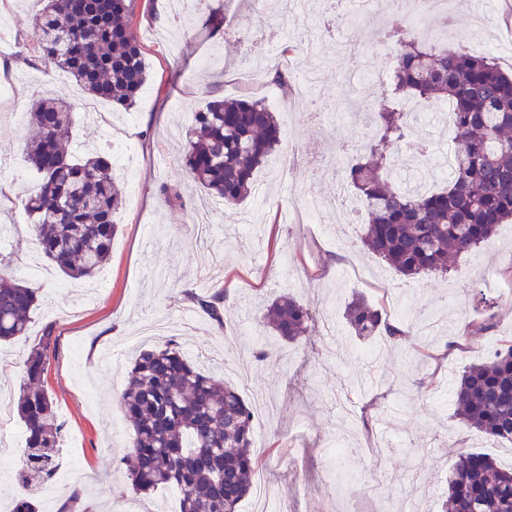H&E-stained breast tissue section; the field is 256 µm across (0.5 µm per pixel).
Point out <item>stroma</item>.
<instances>
[{
  "label": "stroma",
  "mask_w": 512,
  "mask_h": 512,
  "mask_svg": "<svg viewBox=\"0 0 512 512\" xmlns=\"http://www.w3.org/2000/svg\"><path fill=\"white\" fill-rule=\"evenodd\" d=\"M269 2L261 15L243 0H137L133 26L150 78L124 112L36 63L31 20L42 0H0L10 9L0 27V81H13L20 109L0 121V225L23 230L0 251L13 258L16 276L29 279L26 265L39 253L22 208L36 182L23 147L32 134L25 113L43 92L72 105L74 140L105 154L113 143L131 142L129 165L139 183L116 215L120 231L100 286L53 274L42 283L29 339L0 346V433L25 443L16 411L22 360L48 325L56 342L45 387L64 425L55 483L33 489L9 475L0 512L30 493L40 512H179L177 488L138 495L127 479L130 431L119 397L135 355L151 342L141 329L158 317L170 321L169 340L198 367L239 389L253 412L256 450L266 458L260 473L291 512H377L385 499L393 512H441L445 464L457 453L480 451L512 465V444L460 423L451 397L463 366L512 340V296L505 294L512 289V238L488 240L448 273L406 278L362 247L364 211L298 223L295 211L304 201L336 190L331 149L364 138L343 101L349 79L386 75L384 55L399 46L377 41L392 25L388 16L361 13L354 50H337L335 0H307L298 9ZM447 11L450 24L428 18L431 41L465 49L476 42L512 66L506 0H487L478 29L456 5ZM287 44L292 52L282 53ZM275 66L294 76L318 71L317 99L276 89L267 79ZM245 94L276 113L283 141L256 177L262 193L247 199L238 217L216 215L202 238L197 216L215 199L187 178L180 141L208 100ZM165 184L178 189L180 203L166 202ZM219 288L230 295L220 326L184 297ZM283 293L314 317L311 332L295 342L257 323L256 303ZM358 294L387 319L409 324L435 316L440 327L392 347L382 362L367 361L382 339H363L349 328L345 308ZM485 318L491 329L471 331V322ZM261 349L269 356L259 362L254 354ZM333 441L353 456H333Z\"/></svg>",
  "instance_id": "stroma-1"
}]
</instances>
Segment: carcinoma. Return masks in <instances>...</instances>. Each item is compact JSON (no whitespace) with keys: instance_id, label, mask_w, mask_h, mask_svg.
I'll return each mask as SVG.
<instances>
[{"instance_id":"1","label":"carcinoma","mask_w":512,"mask_h":512,"mask_svg":"<svg viewBox=\"0 0 512 512\" xmlns=\"http://www.w3.org/2000/svg\"><path fill=\"white\" fill-rule=\"evenodd\" d=\"M136 0H47L34 18L43 62L67 73L91 97L132 109L148 80L144 50L133 28ZM393 68L390 93L369 109L375 135L358 157L336 158L367 214L362 245L405 277L446 272L448 262L493 238L512 222V72L496 59L429 43L406 28ZM448 103L453 111L452 176L442 188L412 191V178L396 182L392 154L409 144L415 113L402 101ZM27 121L37 135L24 159L38 184L23 208L41 254L67 280L94 276L107 263L119 231L115 214L124 187L104 155L76 156L67 147L71 105L45 93ZM282 142L276 114L263 101L224 98L195 113L183 142L188 177L233 208L255 194L254 174ZM40 287L0 270V342L29 335L28 314ZM185 298L224 327L227 294ZM312 315L282 294L259 321L295 341ZM346 320L360 337L378 333L393 344L409 341L410 328L392 323L364 298L352 300ZM52 330L47 328L23 360L16 403L27 431L21 479L47 484L57 470L63 424L44 388ZM453 400L461 422L489 438L512 442V343L493 357L466 366ZM120 405L131 429L135 493L175 486L180 512H239L259 466L253 414L238 390L183 358L168 341L142 351L130 370ZM443 512H512V469L479 452L458 454L448 465Z\"/></svg>"}]
</instances>
